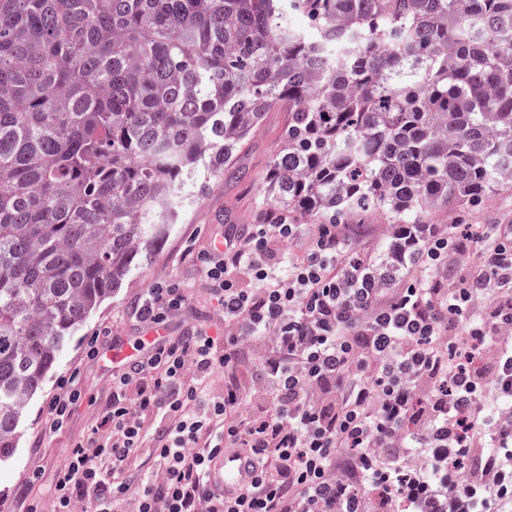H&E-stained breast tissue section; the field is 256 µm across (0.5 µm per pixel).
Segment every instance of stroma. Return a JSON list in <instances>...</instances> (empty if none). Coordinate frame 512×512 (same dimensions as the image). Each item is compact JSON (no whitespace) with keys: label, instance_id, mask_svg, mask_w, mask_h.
<instances>
[{"label":"stroma","instance_id":"1","mask_svg":"<svg viewBox=\"0 0 512 512\" xmlns=\"http://www.w3.org/2000/svg\"><path fill=\"white\" fill-rule=\"evenodd\" d=\"M287 122V113H266L258 131L233 161L235 176L208 180L202 192L184 194L179 220L162 247L147 263L131 271L127 287L105 301L66 347L53 375L59 378L79 371L84 402L52 434L44 433L43 427L53 383H46L30 403L19 427L15 453L0 466V512H27L32 505L38 512H49L57 462L74 443L90 434L97 417L107 408L112 397V367L102 358L88 357L86 341L94 331L108 325L120 342L135 343L143 331L128 321L127 310L146 296L148 288L164 282L192 293L188 321H206L211 323L212 333L221 332L222 322L204 294L201 276L187 253L208 248L216 230L238 235L247 225L262 223L266 212L262 205L264 177L282 146ZM425 221L512 225V183L497 187L480 205L445 207L426 216ZM346 232L351 249L379 257L390 240V216L380 208L358 212L349 218Z\"/></svg>","mask_w":512,"mask_h":512}]
</instances>
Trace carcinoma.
<instances>
[{"label":"carcinoma","instance_id":"obj_1","mask_svg":"<svg viewBox=\"0 0 512 512\" xmlns=\"http://www.w3.org/2000/svg\"><path fill=\"white\" fill-rule=\"evenodd\" d=\"M288 111L267 217L394 219L347 288L407 276L429 211L512 181V0H0V462L72 335L196 173Z\"/></svg>","mask_w":512,"mask_h":512}]
</instances>
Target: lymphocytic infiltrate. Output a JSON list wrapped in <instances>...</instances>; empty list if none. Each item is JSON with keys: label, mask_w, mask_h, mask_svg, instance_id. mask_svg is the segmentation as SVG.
Wrapping results in <instances>:
<instances>
[{"label": "lymphocytic infiltrate", "mask_w": 512, "mask_h": 512, "mask_svg": "<svg viewBox=\"0 0 512 512\" xmlns=\"http://www.w3.org/2000/svg\"><path fill=\"white\" fill-rule=\"evenodd\" d=\"M339 224H251L216 232L194 255L223 335L199 323L165 336L112 374V403L54 473L53 512H372L364 494L383 463L416 449L441 466L440 443L470 458L473 486L512 490V225L429 228L406 287L353 290ZM303 251L287 259L288 247ZM477 263L452 281L451 261ZM191 306L157 286L131 319L164 328ZM259 375L236 373L249 352ZM224 388L215 391V376ZM62 377L45 430L82 403ZM421 399L413 433L399 426ZM154 471L140 476L141 449ZM254 461L251 484L228 496L210 483L213 458ZM371 462L361 467L353 449Z\"/></svg>", "instance_id": "f902f5d3"}]
</instances>
